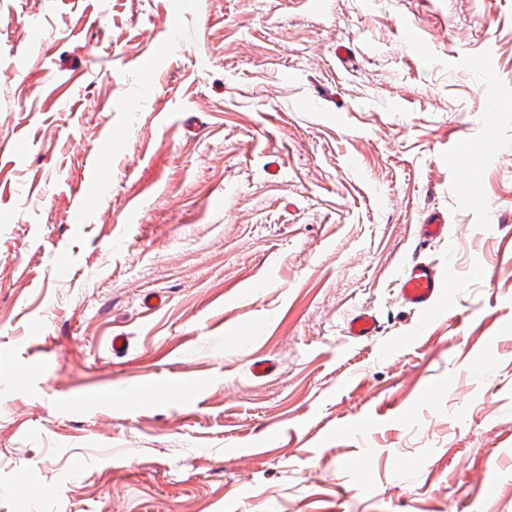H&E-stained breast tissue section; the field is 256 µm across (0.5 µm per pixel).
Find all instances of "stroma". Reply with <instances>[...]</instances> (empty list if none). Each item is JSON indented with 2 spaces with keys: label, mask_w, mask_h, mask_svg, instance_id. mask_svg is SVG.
I'll use <instances>...</instances> for the list:
<instances>
[{
  "label": "stroma",
  "mask_w": 512,
  "mask_h": 512,
  "mask_svg": "<svg viewBox=\"0 0 512 512\" xmlns=\"http://www.w3.org/2000/svg\"><path fill=\"white\" fill-rule=\"evenodd\" d=\"M0 512H512V0H0ZM448 270V280L442 282L433 267L417 261L412 262L397 281L398 298L404 305L433 315L441 291L445 287L450 290L454 286L449 266ZM380 327L378 317L374 312L363 309L351 315L346 323V331L357 339H369Z\"/></svg>",
  "instance_id": "stroma-1"
}]
</instances>
